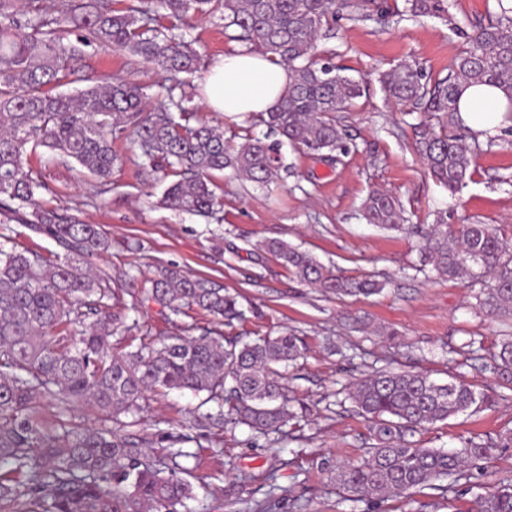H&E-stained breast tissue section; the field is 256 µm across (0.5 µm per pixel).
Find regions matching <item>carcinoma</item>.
<instances>
[{"label":"carcinoma","instance_id":"1","mask_svg":"<svg viewBox=\"0 0 512 512\" xmlns=\"http://www.w3.org/2000/svg\"><path fill=\"white\" fill-rule=\"evenodd\" d=\"M496 22L478 26L453 59L448 75L432 79L416 62L400 63L381 75L388 97L423 119L412 148L437 184L456 194L471 177L473 149L458 116L459 89L489 84L512 100V9L499 5ZM220 12L232 39L288 65L292 82L282 101L261 116L265 138L244 135L233 144L224 127L183 105L185 87L200 72L201 57L164 20L189 12ZM342 13L389 16L380 0H71L56 10L49 0H0V214L55 240L64 255L0 245V506L19 505L34 493L41 512H180L194 498L188 468L168 459L190 457L181 450L156 456L145 442L106 426L120 416L138 422L140 400L162 390L204 393L215 408L196 426L234 424L276 432L297 418L288 407L281 369L306 349L288 332L249 342L206 328L199 336H170L134 351L114 353L113 311L119 297L112 274L88 265L110 251L112 241L87 224L36 199L40 187L27 148L43 147L74 161L106 185L117 156L112 141L133 138L140 155L169 183L159 200L168 209L209 216L224 205L220 174L232 173L268 189L283 168L281 148L307 155H346L340 114L353 112L362 89L340 73L319 49L322 31ZM411 18L452 22L448 0H406ZM79 33L76 42L69 36ZM128 51L169 82L168 103L148 108L147 87L121 77L74 94L60 90L75 73L81 47ZM401 202L373 190L361 206L367 223L419 237L422 265L450 281L482 282L479 307L512 315V241L493 224L453 228L438 213L431 224H406ZM273 254L302 284L325 295L369 296L383 290L368 277H349L313 254L284 241H268ZM141 301L175 315L202 312L219 325L241 319L236 297L213 281L161 267L141 284ZM493 375L512 390V338L500 344ZM64 414L87 405L100 425L51 426L37 418V398ZM348 398L371 422L378 441L357 465L336 467V483L357 497H408L442 489L440 481L484 458L488 448L472 440L456 449L422 448L405 433L473 413L489 401L463 373L440 383L424 372L382 369L352 383ZM471 512H512V483L476 496Z\"/></svg>","mask_w":512,"mask_h":512}]
</instances>
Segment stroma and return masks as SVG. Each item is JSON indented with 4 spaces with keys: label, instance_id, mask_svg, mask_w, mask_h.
Wrapping results in <instances>:
<instances>
[{
    "label": "stroma",
    "instance_id": "stroma-1",
    "mask_svg": "<svg viewBox=\"0 0 512 512\" xmlns=\"http://www.w3.org/2000/svg\"><path fill=\"white\" fill-rule=\"evenodd\" d=\"M386 3L395 13L390 22L343 15L321 42L334 63L362 83L356 111L342 121L353 142L349 154L300 156L284 148L294 170L281 172L271 192L225 173L219 219L159 208L166 183L126 140L113 145L119 162L105 187L58 156L47 153L32 164L40 202L99 225L111 238V251L90 263L112 272L123 290L115 332L123 344L191 335V318L141 303L137 295L156 266L174 265L237 296L245 320L230 335L248 340L288 329L308 345L305 357L285 372L307 417L281 432L193 428L201 398L189 391L148 395L139 424L123 428V435L146 439L154 453L187 451L182 464L192 470L196 494L190 512H467L484 488L512 480V447L501 445L512 436V390L498 387L492 373L498 345L512 337V319L479 308L480 284L448 281L422 268L416 239L359 216L369 192L382 188L402 201L409 223H432L443 211L451 224L480 221L512 238V112L493 130L495 146L474 155L471 180L452 196L413 152L415 116L386 100L380 82L381 72L405 60L444 77L464 45L459 30L495 20L498 3L449 0L454 30L431 17L399 19L405 0ZM178 27L204 63L241 48L220 17L190 15ZM113 76L149 85L154 100L166 97L163 76L142 60L95 46L85 48L73 86ZM270 239L309 251L344 275L374 276L386 287L368 297L324 296L261 249ZM387 367L424 371L438 381L463 372L491 397L477 413L407 436L425 448H457L468 438L489 446L487 458L447 479L446 492L426 489L409 500L380 501L353 496L336 482L338 464L358 463L376 445L369 422L346 396L348 387Z\"/></svg>",
    "mask_w": 512,
    "mask_h": 512
}]
</instances>
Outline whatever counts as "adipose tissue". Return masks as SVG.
Masks as SVG:
<instances>
[{
  "label": "adipose tissue",
  "instance_id": "ef3b65f1",
  "mask_svg": "<svg viewBox=\"0 0 512 512\" xmlns=\"http://www.w3.org/2000/svg\"><path fill=\"white\" fill-rule=\"evenodd\" d=\"M291 81L287 65L247 51L214 61L205 76L204 104L209 111L248 119L274 109ZM460 117L471 131L500 125L512 101L497 87L472 85L458 99Z\"/></svg>",
  "mask_w": 512,
  "mask_h": 512
}]
</instances>
